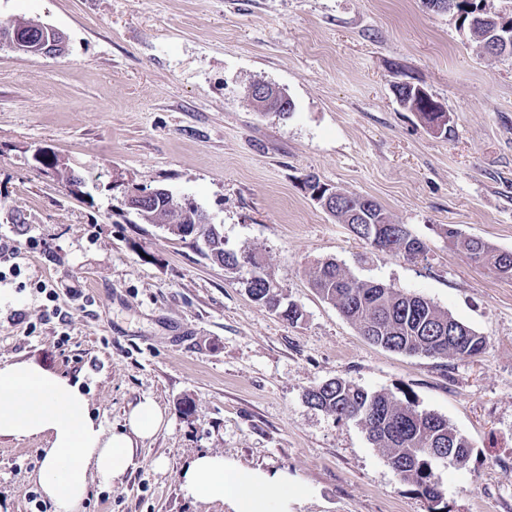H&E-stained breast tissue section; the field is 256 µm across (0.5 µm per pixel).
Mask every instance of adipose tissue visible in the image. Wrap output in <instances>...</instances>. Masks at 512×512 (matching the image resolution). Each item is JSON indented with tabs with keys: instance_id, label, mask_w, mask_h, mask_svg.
<instances>
[{
	"instance_id": "1",
	"label": "adipose tissue",
	"mask_w": 512,
	"mask_h": 512,
	"mask_svg": "<svg viewBox=\"0 0 512 512\" xmlns=\"http://www.w3.org/2000/svg\"><path fill=\"white\" fill-rule=\"evenodd\" d=\"M164 416L151 401L129 413L126 430L96 422L79 383L31 362L0 368V437L48 442L36 478L54 512H82L94 480L121 479L136 465V443L153 436ZM187 496L218 500L229 512H288V482L239 468L220 454L199 455L183 472Z\"/></svg>"
}]
</instances>
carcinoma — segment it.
Masks as SVG:
<instances>
[{
    "mask_svg": "<svg viewBox=\"0 0 512 512\" xmlns=\"http://www.w3.org/2000/svg\"><path fill=\"white\" fill-rule=\"evenodd\" d=\"M464 19L481 17L474 31L484 36L501 18L490 9L475 12L471 0L456 3ZM24 28L32 37H43L40 24L26 19L0 22V31ZM181 202L171 197H157L141 214L145 224H158L180 240L207 238L203 255L224 270L240 277L251 299L284 319L294 322L301 311L283 306L270 274L265 272L257 255L243 249L228 250L224 237L213 224H199V208L175 211ZM336 219L351 227L355 236L364 238L366 227H384L382 237L364 238L376 251L391 252L409 260L425 257L424 243L413 236L403 224H394L384 208L375 200L346 195L337 202ZM444 236L466 257H479V263L493 268L499 275L512 278V251H503L480 238L463 237L460 232L446 231ZM312 288L332 303L370 342L387 350L433 358H473L487 347L486 337L468 325L440 310L427 298L376 281L360 279L334 260L318 264L311 273ZM308 404L337 420L361 424L372 443L387 452L397 474L431 503L430 512H437L442 493L438 471L453 467L448 450L456 456L470 454L469 441L459 435L447 419L420 411L412 401L401 402L382 392H372L345 379H330L306 394Z\"/></svg>",
    "mask_w": 512,
    "mask_h": 512,
    "instance_id": "obj_1",
    "label": "carcinoma"
}]
</instances>
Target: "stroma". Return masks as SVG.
<instances>
[{
    "instance_id": "obj_1",
    "label": "stroma",
    "mask_w": 512,
    "mask_h": 512,
    "mask_svg": "<svg viewBox=\"0 0 512 512\" xmlns=\"http://www.w3.org/2000/svg\"><path fill=\"white\" fill-rule=\"evenodd\" d=\"M19 17L68 49H0V239L18 246L0 254V365L80 381L109 431L147 399L165 417L83 512H228L182 488L201 453L285 476L289 512H429L361 425L307 403L334 378L410 399L470 442L466 468L439 472L442 512H512V280L440 232L512 251V56L480 52L456 13L423 0H0V21ZM257 81L293 112L252 103ZM402 82L444 107L449 135L399 105ZM41 150L81 184L42 174ZM309 174L375 199L426 260L373 250L314 200ZM131 185L191 198L227 248L259 250L300 319L138 220ZM326 260L426 297L486 350L370 343L311 288ZM44 445L0 438V512H54L32 479Z\"/></svg>"
}]
</instances>
